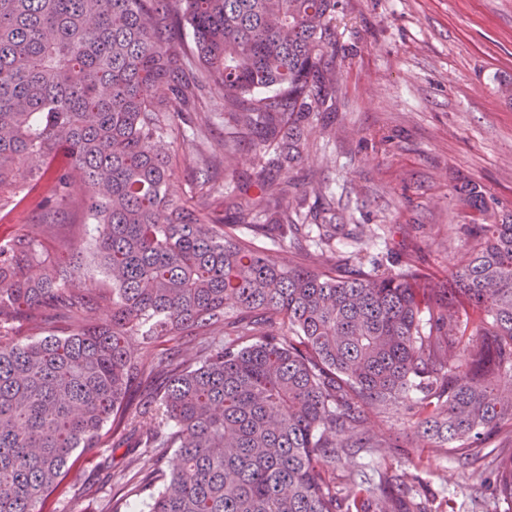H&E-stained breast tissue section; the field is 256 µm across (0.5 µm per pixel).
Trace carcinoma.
I'll return each mask as SVG.
<instances>
[{"instance_id":"cac0c4a2","label":"carcinoma","mask_w":512,"mask_h":512,"mask_svg":"<svg viewBox=\"0 0 512 512\" xmlns=\"http://www.w3.org/2000/svg\"><path fill=\"white\" fill-rule=\"evenodd\" d=\"M337 5L0 0V190L52 169L51 209L81 187L111 285L84 294L80 267L45 264L27 237L0 243V512H41L75 452L100 447L108 426L126 435L128 387L144 374L165 379L156 426L111 478L147 512H427L416 474L377 472L379 495L362 471L336 482L351 449L381 447L364 407L387 413L420 392L414 429L436 448H474L512 422V214L492 219L480 184L457 187L486 222L466 225L470 248L445 283L410 262L291 267L205 208L213 160L246 130L262 164L256 193L232 206L298 225L304 198L267 168L304 160L310 116L336 87ZM206 96L222 101L227 132L213 142L209 116L196 117L199 195L175 199L168 138ZM335 236L318 225L321 252ZM21 317L42 335L15 338ZM184 335L199 337L191 357L139 353ZM160 448L174 461L158 474ZM495 484L512 504V448L498 449Z\"/></svg>"}]
</instances>
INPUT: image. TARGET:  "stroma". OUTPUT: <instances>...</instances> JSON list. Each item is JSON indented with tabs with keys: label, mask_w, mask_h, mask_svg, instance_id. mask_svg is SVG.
<instances>
[{
	"label": "stroma",
	"mask_w": 512,
	"mask_h": 512,
	"mask_svg": "<svg viewBox=\"0 0 512 512\" xmlns=\"http://www.w3.org/2000/svg\"><path fill=\"white\" fill-rule=\"evenodd\" d=\"M335 33L333 105L313 116L304 162L275 175L301 189L319 187L321 199L307 197L305 205L338 224L333 251L324 256L311 245L317 226L310 219L302 249L286 247L258 212L236 233L293 267H341L358 257L365 269L383 270L415 254L424 274L447 280L465 251L457 230L474 221L455 185L477 182L496 211H512V100L499 91L512 80V0H339ZM188 133L181 124L173 136L181 158L171 186L177 197L199 190ZM252 139L242 132L234 159L211 168L224 187L211 197L212 209L224 210L228 194L252 184L259 169ZM51 186L47 175L27 194L0 202V239L29 236L46 255L81 266L86 288L102 287L106 276L87 249L93 226L80 197L60 211L53 228L43 226L42 201ZM157 387L154 380L133 381L130 399L141 409L135 434L123 447L107 444L81 456L43 512H110L119 492L110 475L138 455L140 434L154 424L143 407ZM412 405L408 398L390 414L367 410L382 447L373 456L343 459L337 480L361 465L372 471L389 465L419 475L416 495L434 512H505L492 490L478 495L474 487L479 475L493 471L495 449L512 447V423L484 437L481 452L464 465V449L430 451L409 422Z\"/></svg>",
	"instance_id": "1"
}]
</instances>
